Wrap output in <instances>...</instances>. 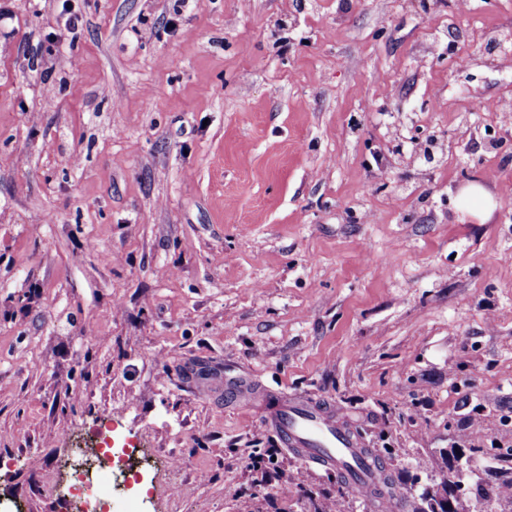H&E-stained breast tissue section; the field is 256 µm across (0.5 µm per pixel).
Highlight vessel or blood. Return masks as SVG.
Returning <instances> with one entry per match:
<instances>
[{
  "label": "vessel or blood",
  "mask_w": 512,
  "mask_h": 512,
  "mask_svg": "<svg viewBox=\"0 0 512 512\" xmlns=\"http://www.w3.org/2000/svg\"><path fill=\"white\" fill-rule=\"evenodd\" d=\"M265 422L306 463L343 468L350 489L368 490L373 478L369 459L359 453L357 438L321 405L285 396L268 411Z\"/></svg>",
  "instance_id": "b4317fda"
}]
</instances>
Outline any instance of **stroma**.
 Segmentation results:
<instances>
[{"label": "stroma", "instance_id": "stroma-1", "mask_svg": "<svg viewBox=\"0 0 512 512\" xmlns=\"http://www.w3.org/2000/svg\"><path fill=\"white\" fill-rule=\"evenodd\" d=\"M173 5L0 0V504L61 512L108 423L141 512H365L274 390L404 494L512 448V0ZM266 424L281 438L284 445L297 457L308 464L325 468H343L348 476V487L356 491H369V504L374 512H394L388 504L399 503L397 512H427L435 498V489L425 488L419 495L421 504L408 496L397 493L391 474L387 471L380 455L381 451L362 448L378 471L372 482L374 471L371 461L359 453L358 439L343 428L336 414L328 412L321 405L298 396H283L266 414ZM370 468H369V467ZM376 508L377 510L375 511ZM385 508L387 511H382Z\"/></svg>", "mask_w": 512, "mask_h": 512}]
</instances>
